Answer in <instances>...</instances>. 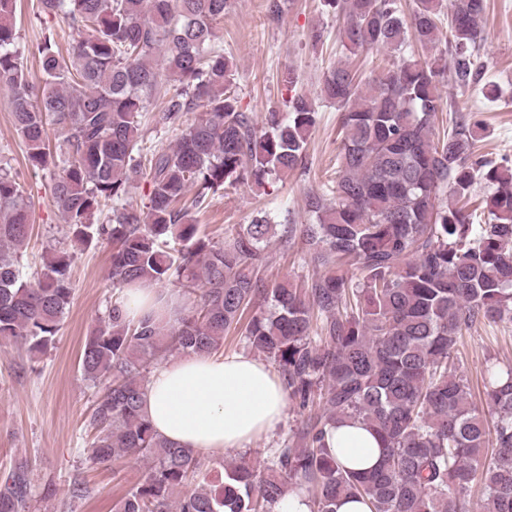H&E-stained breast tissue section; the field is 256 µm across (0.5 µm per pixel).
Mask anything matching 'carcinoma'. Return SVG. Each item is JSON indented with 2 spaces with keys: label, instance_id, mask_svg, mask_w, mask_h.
<instances>
[{
  "label": "carcinoma",
  "instance_id": "carcinoma-1",
  "mask_svg": "<svg viewBox=\"0 0 512 512\" xmlns=\"http://www.w3.org/2000/svg\"><path fill=\"white\" fill-rule=\"evenodd\" d=\"M323 2L342 17V47L394 59L368 80L346 66L323 76L317 98L340 112L336 176L305 197L315 223L290 224L284 238L289 248L300 240L319 272L270 283L267 215L217 244L199 236L196 212L220 190L305 166L317 106L298 94L261 127L242 110L233 63L215 43L229 0H40L87 36L65 55L44 41L37 86L24 72L16 0H0V85L11 89L27 163L58 168L52 199L71 240L112 244L110 276L121 292L203 289L172 320L131 319L120 295L84 344V380L108 381L90 409L86 459L150 462L114 512H273L298 486L312 492L313 512H336L346 497L370 512H466L475 482L483 512H512V365L486 370L491 423L450 365L475 323L512 320V169L476 152V124L462 116L446 136L434 132L445 76L461 89L479 81L472 51L484 41L486 0H452L447 35L438 25L443 0H415L408 17L399 0ZM443 43L455 49L451 72L445 54L414 53ZM156 96L165 123L198 113L172 147L143 145L142 112ZM49 126L66 144L58 158ZM138 180L149 185L145 212L127 201ZM479 180L495 185L484 224L460 205ZM29 230L24 190L1 167L0 340L37 355L55 344L70 306L72 256L55 249L26 275L19 257ZM261 301L267 309L253 311ZM238 329L273 361L304 414L266 475L245 456L210 468L158 437L142 411L151 366L209 355ZM344 420L380 438L374 469L347 470L330 454L325 436ZM31 498L27 466L0 479V512H26Z\"/></svg>",
  "mask_w": 512,
  "mask_h": 512
}]
</instances>
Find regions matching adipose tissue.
Listing matches in <instances>:
<instances>
[{
  "instance_id": "ef3b65f1",
  "label": "adipose tissue",
  "mask_w": 512,
  "mask_h": 512,
  "mask_svg": "<svg viewBox=\"0 0 512 512\" xmlns=\"http://www.w3.org/2000/svg\"><path fill=\"white\" fill-rule=\"evenodd\" d=\"M287 406L280 378L248 354L166 361L150 375L144 396V412L156 433L196 453L246 447L273 432ZM326 443L346 469L364 472L379 461V441L359 422L337 423Z\"/></svg>"
}]
</instances>
